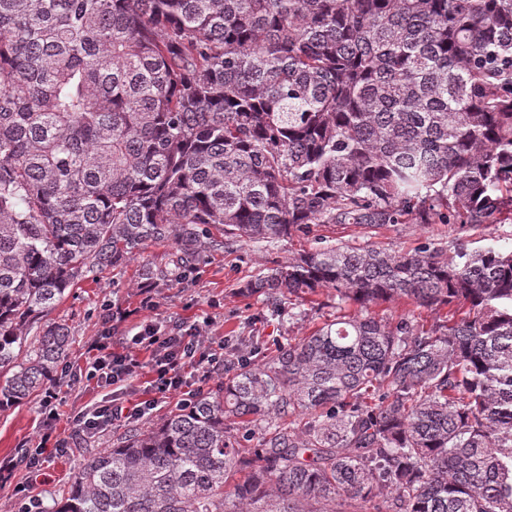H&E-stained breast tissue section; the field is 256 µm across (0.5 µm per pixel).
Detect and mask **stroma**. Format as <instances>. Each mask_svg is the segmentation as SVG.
<instances>
[{"label": "stroma", "mask_w": 512, "mask_h": 512, "mask_svg": "<svg viewBox=\"0 0 512 512\" xmlns=\"http://www.w3.org/2000/svg\"><path fill=\"white\" fill-rule=\"evenodd\" d=\"M453 224H394L367 231L351 224H326L316 227L307 236L285 238L275 243L244 242L234 253H205L187 280L172 281L155 289V308L140 307L139 270L143 264L169 261L173 249L168 245L148 247L139 257L116 272H105L96 279H87L72 288L60 304L48 315L49 320L69 326L72 343L69 354L57 370L55 407L60 415L56 434L68 442L64 453L46 449L41 457L42 476L36 491L44 512H53L69 490L82 449L111 446L113 432L96 437L83 436L75 422L77 412L86 404L119 397L147 399V376L125 383L118 389L90 387L79 368L85 367L89 351L102 331L101 318L106 312H116L112 336H125L137 321L153 320L165 326L190 325L211 316L221 336L258 333L261 336H303L311 332L336 311L330 291L315 295L306 304L303 315H296L291 304L278 312H270L263 297L245 296L240 285L262 275L277 264L286 262L300 250L319 243L368 242L391 250H402L416 243L445 242L456 237ZM42 394H35L20 405L0 411V464L8 467L0 474V512H18L15 495L18 486L31 483L32 475L20 462L21 454L34 450L35 439L43 418Z\"/></svg>", "instance_id": "obj_1"}]
</instances>
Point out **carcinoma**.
I'll return each instance as SVG.
<instances>
[{
  "label": "carcinoma",
  "mask_w": 512,
  "mask_h": 512,
  "mask_svg": "<svg viewBox=\"0 0 512 512\" xmlns=\"http://www.w3.org/2000/svg\"><path fill=\"white\" fill-rule=\"evenodd\" d=\"M507 222L512 0H0V409L53 383L67 291L150 245L159 288L319 224ZM324 289L336 317L228 337L224 384L54 512H512V247L340 243L240 285Z\"/></svg>",
  "instance_id": "carcinoma-1"
}]
</instances>
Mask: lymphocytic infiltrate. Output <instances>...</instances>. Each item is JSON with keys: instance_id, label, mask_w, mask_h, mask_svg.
<instances>
[{"instance_id": "1", "label": "lymphocytic infiltrate", "mask_w": 512, "mask_h": 512, "mask_svg": "<svg viewBox=\"0 0 512 512\" xmlns=\"http://www.w3.org/2000/svg\"><path fill=\"white\" fill-rule=\"evenodd\" d=\"M210 319L189 327L161 329L154 323H141L134 334L120 338L118 344L97 342L86 365V376L106 386L127 381L142 369H149L152 399L127 400L105 405H91L78 411L76 422L82 433L143 418L158 400L180 396L190 404L195 392L189 389L184 374L193 370L209 374L224 363V344L210 336Z\"/></svg>"}]
</instances>
